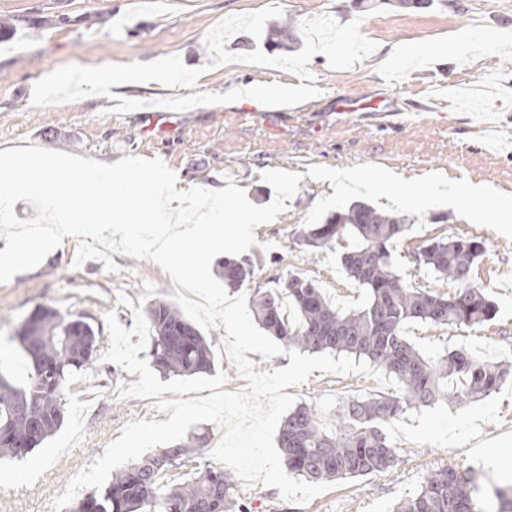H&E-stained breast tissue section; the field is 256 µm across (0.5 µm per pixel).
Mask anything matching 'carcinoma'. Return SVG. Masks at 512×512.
<instances>
[{
  "label": "carcinoma",
  "instance_id": "carcinoma-1",
  "mask_svg": "<svg viewBox=\"0 0 512 512\" xmlns=\"http://www.w3.org/2000/svg\"><path fill=\"white\" fill-rule=\"evenodd\" d=\"M266 42L278 49L296 41L290 26L266 23ZM415 219L382 211L356 201L307 224L297 233L299 244L330 248L340 240H355L339 254V263L368 294L365 304L340 310L319 284L302 274L257 285L248 305L257 323L290 350L344 354L379 365L399 384L395 394L353 398L343 405L338 421L328 427L305 406L291 409L278 430V448L288 471L312 482H333L384 472L395 466L400 449L382 430L409 409L438 401L464 404L490 396L512 379V354L498 361L483 360L466 349L428 358L404 336V326L421 321L433 326L481 325L491 320L496 306L479 287L470 284L472 267L485 253L476 238L434 237L415 252L414 261L437 278L457 285L453 295L408 287L397 273L392 251ZM219 276L224 286L240 289L255 277L249 260L226 256ZM93 316L72 317L43 307L20 329V345L31 360L26 383L16 386L0 372V457L19 459L33 429L39 442L64 423L66 390L71 377L96 361L102 328ZM152 363L169 376H194L214 368L213 343L168 300L146 308ZM455 391L448 390V379ZM197 437L163 448L140 462L112 473L99 490L83 497L72 512H249L233 496L234 481L220 466L192 468L173 485L168 472L203 454ZM470 467L459 462L427 475L419 489L400 500L393 512H481L474 494L478 476L465 477ZM496 512H512V486L494 487Z\"/></svg>",
  "mask_w": 512,
  "mask_h": 512
}]
</instances>
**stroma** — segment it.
<instances>
[{
  "label": "stroma",
  "mask_w": 512,
  "mask_h": 512,
  "mask_svg": "<svg viewBox=\"0 0 512 512\" xmlns=\"http://www.w3.org/2000/svg\"><path fill=\"white\" fill-rule=\"evenodd\" d=\"M275 6L279 21L300 26L323 14L360 20L364 37L378 44L426 42L438 52L429 58L382 64L372 55L346 69L331 68L314 55L308 69L312 92L295 105L258 99L222 107L213 97L244 86L261 73L254 64L209 68L208 31L222 19ZM0 150L45 144L47 149L114 163L127 156L161 158L186 186L225 188L234 182L248 199L265 205L274 197L261 179L280 168L301 173L299 189L274 223L255 228L248 252L257 282L300 273L316 280L337 308L361 307L367 294L347 278L340 247L310 250L298 245L296 231L319 224L356 201L415 217L392 254L396 269L412 288L455 292L437 280L413 255L427 239L454 235L477 238L486 252L470 282L484 288L496 305L494 318L471 328L406 325L407 339L423 354L438 357L467 348L495 361L512 351V229L489 203L494 194L512 196V152L486 153L472 132L483 114L501 130L512 129V0H433L430 8L405 11L387 0H0ZM179 56L191 69L208 67L204 86L177 90L155 82L87 96L47 107L32 104L34 85L69 64L147 62ZM359 109L338 113L341 99ZM168 112L163 134L148 129V103ZM53 140L42 142L43 130ZM476 186L465 206L444 192L445 183ZM433 191L418 204L403 200L402 189L418 184ZM448 220L432 223V216ZM80 241L64 238L32 270L0 283V362L11 380L24 384L29 361L17 339L24 320L40 306L104 322L114 311L132 328L131 308L117 303L155 287V299L174 300L178 287L155 262L123 252L113 267L91 258L74 259ZM111 298L109 310L98 307ZM106 361L76 374L67 393L61 429L20 460L0 459V512H54L52 505L70 482L103 455L126 424L166 420L151 399H123L120 386L137 375ZM374 373L313 371L308 381L288 387L296 403L314 409L332 425L342 402L385 392ZM400 448L386 472L329 483L307 503L285 501L278 488L235 479V494L251 512H391L440 467L467 461L484 475L481 499L494 486L512 485V382L484 400L463 405L440 402L413 409L385 424Z\"/></svg>",
  "instance_id": "stroma-1"
}]
</instances>
